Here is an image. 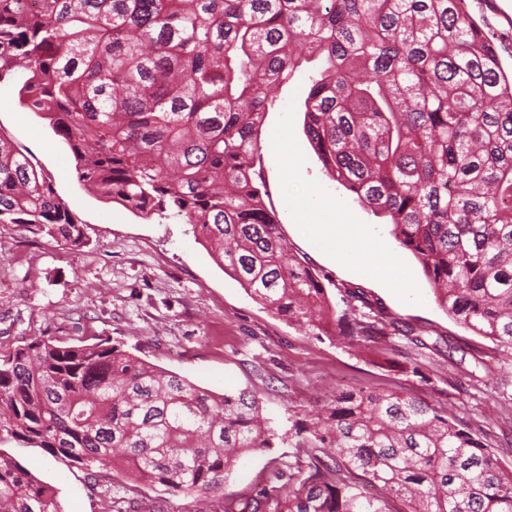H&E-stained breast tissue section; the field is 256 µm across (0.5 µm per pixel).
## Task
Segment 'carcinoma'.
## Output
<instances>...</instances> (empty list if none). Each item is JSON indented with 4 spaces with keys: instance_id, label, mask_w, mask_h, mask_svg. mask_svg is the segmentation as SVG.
Returning a JSON list of instances; mask_svg holds the SVG:
<instances>
[{
    "instance_id": "obj_1",
    "label": "carcinoma",
    "mask_w": 512,
    "mask_h": 512,
    "mask_svg": "<svg viewBox=\"0 0 512 512\" xmlns=\"http://www.w3.org/2000/svg\"><path fill=\"white\" fill-rule=\"evenodd\" d=\"M315 63L303 130L326 172L392 226L457 324L512 352V73L464 0H0V81L49 120L79 184L150 220L199 230L224 273L272 313L360 348L454 346L369 299L336 311L291 253L255 170L278 90ZM0 224L71 247L82 221L0 133ZM103 484L207 498L238 457L288 440L212 512H512V471L480 433L400 392L338 391L278 435L259 397L217 393L100 340L42 336L0 350V438ZM0 512H61L53 487L0 452Z\"/></svg>"
}]
</instances>
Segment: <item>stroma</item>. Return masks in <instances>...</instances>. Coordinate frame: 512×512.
<instances>
[{
  "mask_svg": "<svg viewBox=\"0 0 512 512\" xmlns=\"http://www.w3.org/2000/svg\"><path fill=\"white\" fill-rule=\"evenodd\" d=\"M468 12L495 41L504 66H512V0H466ZM310 68L297 71L280 92L262 130L256 168L265 179L267 204L291 252L325 284L337 310L343 295L359 291L393 318L447 336L456 367L433 355L425 377L402 371L415 358L399 341L391 360L375 351L304 333L255 302L216 265L210 247L178 218L149 220L80 187L68 147L48 121L23 109L12 80L0 81V132L31 154L50 174L58 193L84 224L86 240L71 247L17 224H0V349L41 336L76 343L96 338L124 344L136 354L196 385L216 392L249 388L262 395V415L278 433L289 417H302L341 388L396 390L448 408L452 417L486 434L505 470H512V355L456 324L438 306L431 284L410 251L399 246L383 219L353 201L325 172L303 132ZM330 198V223L367 226L383 246L375 262L395 254L414 279L415 293L368 276L355 263L319 248L303 225L314 214L297 198ZM485 368H476L475 354ZM475 379H467L468 371ZM0 452L53 486L61 512H101V488L86 471L43 449L11 438ZM288 443L240 456L223 492L237 495L263 484L273 459L291 461Z\"/></svg>",
  "mask_w": 512,
  "mask_h": 512,
  "instance_id": "stroma-1",
  "label": "stroma"
}]
</instances>
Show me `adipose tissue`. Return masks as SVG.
<instances>
[{
	"label": "adipose tissue",
	"mask_w": 512,
	"mask_h": 512,
	"mask_svg": "<svg viewBox=\"0 0 512 512\" xmlns=\"http://www.w3.org/2000/svg\"><path fill=\"white\" fill-rule=\"evenodd\" d=\"M304 232L315 242L334 247L341 258L363 257L365 273L371 276L382 275L397 288L411 287L412 282L396 257H387L384 263L371 262L370 257L379 247L375 239L359 224L335 227L332 224H307Z\"/></svg>",
	"instance_id": "obj_1"
}]
</instances>
